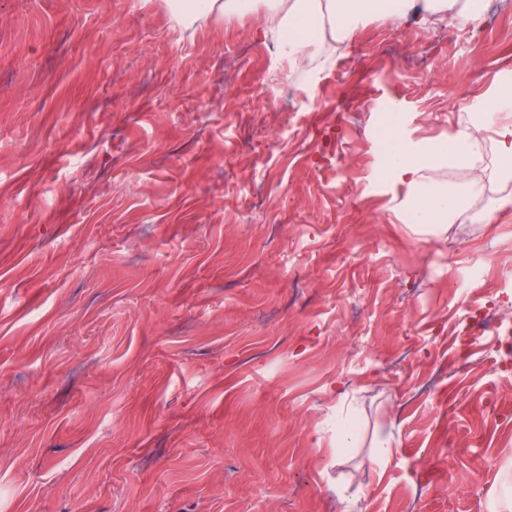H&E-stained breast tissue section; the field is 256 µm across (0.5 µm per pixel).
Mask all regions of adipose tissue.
I'll return each instance as SVG.
<instances>
[{"label": "adipose tissue", "mask_w": 512, "mask_h": 512, "mask_svg": "<svg viewBox=\"0 0 512 512\" xmlns=\"http://www.w3.org/2000/svg\"><path fill=\"white\" fill-rule=\"evenodd\" d=\"M270 10L258 24L261 34H287L283 48L289 63L315 56L326 33L337 39L348 38L368 16L383 14L395 23L409 19L428 24L451 18L465 25L481 21L484 0H267ZM170 13V29L183 36L199 19L217 21L233 14L251 12L254 0H166ZM501 147L498 161L474 174L466 195L445 191L426 192L422 189L424 173L434 161L457 163L476 146L483 134L481 126L458 129L444 141L414 142L406 139L400 128H392L393 147L381 154L383 169L388 170L396 196L413 202L411 221L426 226L454 224L479 195L484 181L493 175L512 171V121L498 123L494 129Z\"/></svg>", "instance_id": "obj_1"}]
</instances>
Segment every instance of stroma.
<instances>
[{"label":"stroma","instance_id":"obj_1","mask_svg":"<svg viewBox=\"0 0 512 512\" xmlns=\"http://www.w3.org/2000/svg\"><path fill=\"white\" fill-rule=\"evenodd\" d=\"M264 10L177 40L160 0H0V512H491L512 353L468 315L512 316L507 191L416 232L374 127L472 122L512 0L302 76Z\"/></svg>","mask_w":512,"mask_h":512}]
</instances>
